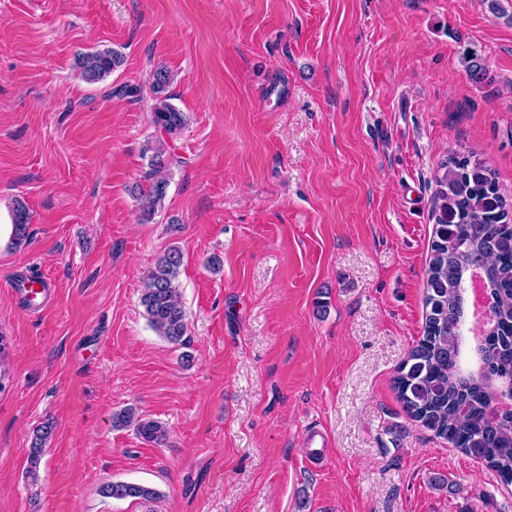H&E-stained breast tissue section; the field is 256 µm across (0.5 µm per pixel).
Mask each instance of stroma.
<instances>
[{
    "mask_svg": "<svg viewBox=\"0 0 512 512\" xmlns=\"http://www.w3.org/2000/svg\"><path fill=\"white\" fill-rule=\"evenodd\" d=\"M91 49L122 57L94 84ZM161 66L174 139L148 94L120 92ZM161 144L169 187L144 221L131 189ZM453 152L512 197V0H0V512H512V485L393 384ZM173 246L183 349L140 304ZM21 274L53 281L45 308L24 309ZM127 407L165 445L114 428ZM108 481L158 495L105 498ZM53 435V425L49 422L39 427L34 432L28 453L27 477L35 481L38 478L40 465L44 455L45 447Z\"/></svg>",
    "mask_w": 512,
    "mask_h": 512,
    "instance_id": "1",
    "label": "stroma"
}]
</instances>
